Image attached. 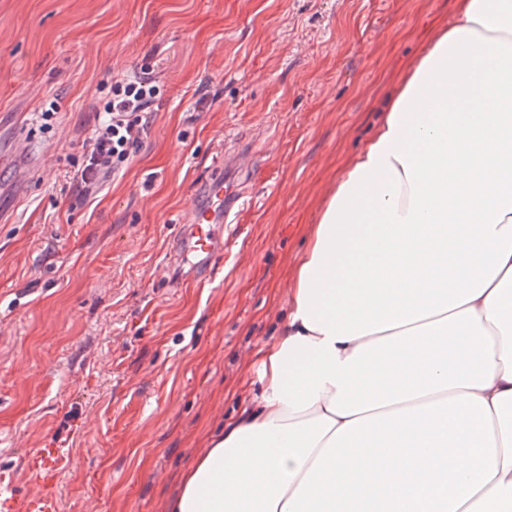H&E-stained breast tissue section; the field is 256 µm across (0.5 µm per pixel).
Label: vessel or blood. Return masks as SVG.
Here are the masks:
<instances>
[{
	"instance_id": "b4317fda",
	"label": "vessel or blood",
	"mask_w": 512,
	"mask_h": 512,
	"mask_svg": "<svg viewBox=\"0 0 512 512\" xmlns=\"http://www.w3.org/2000/svg\"><path fill=\"white\" fill-rule=\"evenodd\" d=\"M246 154V149H237L229 155L227 166L212 169L200 188L201 202L193 205L180 228L171 263L182 270L186 282L211 279L224 255V225L241 198L239 189L225 180L224 169L228 166L241 169Z\"/></svg>"
}]
</instances>
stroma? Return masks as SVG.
<instances>
[{
  "instance_id": "35a3bbf8",
  "label": "stroma",
  "mask_w": 512,
  "mask_h": 512,
  "mask_svg": "<svg viewBox=\"0 0 512 512\" xmlns=\"http://www.w3.org/2000/svg\"><path fill=\"white\" fill-rule=\"evenodd\" d=\"M457 0H0V512H166L277 333L325 191ZM152 69L151 133L95 197L64 189L113 78ZM55 102L52 132L39 112ZM253 149L224 259L175 288L180 219Z\"/></svg>"
}]
</instances>
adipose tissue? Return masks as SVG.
Segmentation results:
<instances>
[{
  "label": "adipose tissue",
  "mask_w": 512,
  "mask_h": 512,
  "mask_svg": "<svg viewBox=\"0 0 512 512\" xmlns=\"http://www.w3.org/2000/svg\"><path fill=\"white\" fill-rule=\"evenodd\" d=\"M284 291L171 512H512V0H459Z\"/></svg>",
  "instance_id": "1"
}]
</instances>
